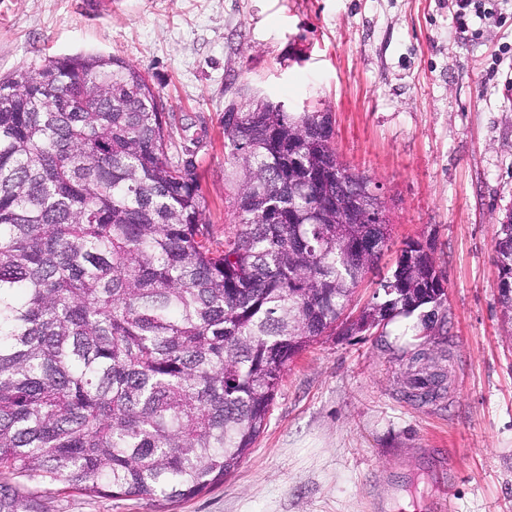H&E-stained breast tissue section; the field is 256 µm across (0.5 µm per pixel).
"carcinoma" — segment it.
Here are the masks:
<instances>
[{
    "instance_id": "obj_1",
    "label": "carcinoma",
    "mask_w": 512,
    "mask_h": 512,
    "mask_svg": "<svg viewBox=\"0 0 512 512\" xmlns=\"http://www.w3.org/2000/svg\"><path fill=\"white\" fill-rule=\"evenodd\" d=\"M117 56L51 58L0 80V512L27 483L167 502L224 482L267 425L288 364L336 330L391 241L379 185L341 163L327 112L261 102L224 119L238 229L213 236L197 165ZM371 205L345 222L344 199ZM512 320V212L493 240ZM447 275L404 242L368 332L432 304ZM422 365L410 396L435 395Z\"/></svg>"
}]
</instances>
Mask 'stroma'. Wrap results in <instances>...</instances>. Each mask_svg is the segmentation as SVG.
<instances>
[{
	"mask_svg": "<svg viewBox=\"0 0 512 512\" xmlns=\"http://www.w3.org/2000/svg\"><path fill=\"white\" fill-rule=\"evenodd\" d=\"M0 0V79L45 59L116 55L196 139L216 238L234 231L224 108L284 103L327 112L334 146L381 187L392 243L358 288L372 302L409 239L448 274L447 317L422 311L318 338L290 364L264 432L223 484L176 504L38 485L47 512H512V321L498 301L497 221L512 211V0ZM432 353L444 382L420 400L408 360ZM459 475L448 485L443 463Z\"/></svg>",
	"mask_w": 512,
	"mask_h": 512,
	"instance_id": "35a3bbf8",
	"label": "stroma"
}]
</instances>
